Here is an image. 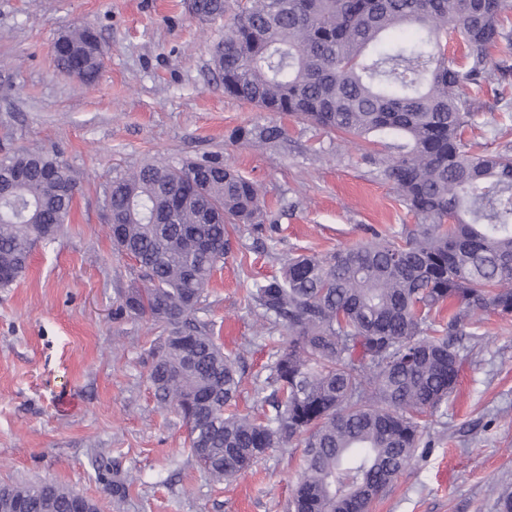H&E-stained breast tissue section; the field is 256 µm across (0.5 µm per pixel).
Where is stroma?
<instances>
[{
    "label": "stroma",
    "mask_w": 512,
    "mask_h": 512,
    "mask_svg": "<svg viewBox=\"0 0 512 512\" xmlns=\"http://www.w3.org/2000/svg\"><path fill=\"white\" fill-rule=\"evenodd\" d=\"M189 0H0V155L39 151L77 181L69 221L32 251L25 276L0 288V483L52 478L100 512H288L302 450L276 448L252 469L212 483L188 451L187 430L157 409L146 383L161 334L145 316L117 314L135 280L112 249L101 190L158 159L220 156L261 191L262 227H229L232 251L208 288L211 321L242 375L239 413L262 417L266 346L287 340L244 300L294 254L325 255L372 231L403 240L414 215L368 160L373 148L224 92L213 51L226 18L200 19ZM87 24L104 48L95 83L58 70L53 46ZM276 124L273 146L232 139ZM467 140L512 150V108L482 94ZM461 358L447 402L423 417L424 442L370 512H499L512 487V316L485 313L455 340ZM129 480L115 499L91 460Z\"/></svg>",
    "instance_id": "stroma-1"
}]
</instances>
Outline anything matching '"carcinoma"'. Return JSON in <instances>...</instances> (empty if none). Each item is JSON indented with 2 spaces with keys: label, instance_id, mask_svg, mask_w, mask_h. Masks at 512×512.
<instances>
[{
  "label": "carcinoma",
  "instance_id": "carcinoma-1",
  "mask_svg": "<svg viewBox=\"0 0 512 512\" xmlns=\"http://www.w3.org/2000/svg\"><path fill=\"white\" fill-rule=\"evenodd\" d=\"M508 0H245L213 54L224 93L266 112L303 118L366 139L372 159L418 224L402 242L376 233L326 256L300 254L253 284L247 305L288 344L269 348L258 420L236 405L241 376L215 324L202 320L207 288L230 250L229 224H260L256 185L218 157L155 161L118 174L103 190L108 218L122 225L113 249L138 280L119 311L162 328L149 351L156 406L181 417L191 456L217 483L273 448L302 447L293 512H368L422 443L418 418L453 391L454 337L471 315H512V155L463 138L479 98L512 85V64L491 68L490 48L512 42ZM229 0H194L192 12L221 17ZM459 41L463 61L448 55ZM57 67L94 82L100 40L88 25L58 39ZM476 95L470 96L467 89ZM277 125L240 127L233 137L267 145ZM57 161L21 152L0 158V182L23 174L0 201V288L25 274L32 245L67 223L77 183ZM209 244L201 253L194 242ZM458 306L440 318L444 306ZM123 498L128 484L95 460ZM80 496L53 480L1 484L0 499L28 512H67Z\"/></svg>",
  "mask_w": 512,
  "mask_h": 512
}]
</instances>
